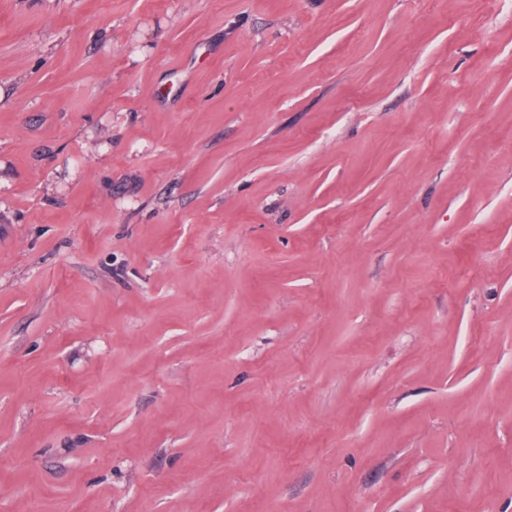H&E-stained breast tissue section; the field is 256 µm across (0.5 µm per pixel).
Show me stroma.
Returning a JSON list of instances; mask_svg holds the SVG:
<instances>
[{
  "mask_svg": "<svg viewBox=\"0 0 512 512\" xmlns=\"http://www.w3.org/2000/svg\"><path fill=\"white\" fill-rule=\"evenodd\" d=\"M0 512H512V0H0Z\"/></svg>",
  "mask_w": 512,
  "mask_h": 512,
  "instance_id": "obj_1",
  "label": "stroma"
}]
</instances>
